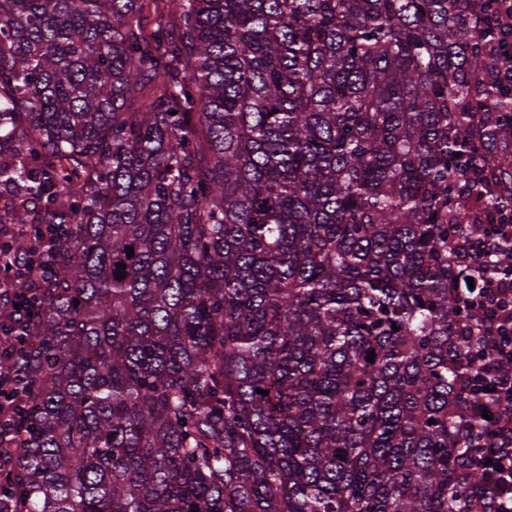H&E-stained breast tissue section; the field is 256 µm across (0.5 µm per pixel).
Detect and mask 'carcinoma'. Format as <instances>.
<instances>
[{
	"instance_id": "cac0c4a2",
	"label": "carcinoma",
	"mask_w": 512,
	"mask_h": 512,
	"mask_svg": "<svg viewBox=\"0 0 512 512\" xmlns=\"http://www.w3.org/2000/svg\"><path fill=\"white\" fill-rule=\"evenodd\" d=\"M166 6L0 0V512H499L459 289L512 238L448 237L512 204L498 0ZM495 224H486L487 236L472 237V243L467 244L457 255L458 262L466 267H482L493 262L496 252L495 236L512 235V204L511 207L494 214Z\"/></svg>"
}]
</instances>
